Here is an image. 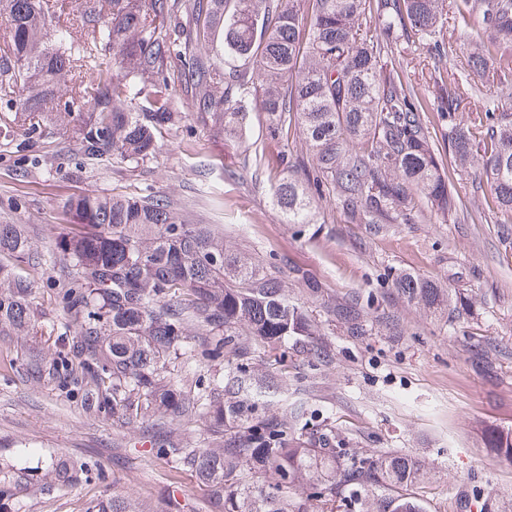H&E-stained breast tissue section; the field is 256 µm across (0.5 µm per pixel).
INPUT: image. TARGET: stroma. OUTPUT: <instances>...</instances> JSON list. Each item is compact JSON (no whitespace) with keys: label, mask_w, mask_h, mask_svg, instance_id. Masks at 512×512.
Listing matches in <instances>:
<instances>
[{"label":"stroma","mask_w":512,"mask_h":512,"mask_svg":"<svg viewBox=\"0 0 512 512\" xmlns=\"http://www.w3.org/2000/svg\"><path fill=\"white\" fill-rule=\"evenodd\" d=\"M171 106L177 119L143 163L85 158L57 132L44 136L36 165L0 148V224L21 225L29 239V257L13 270L33 283L38 314L36 334L0 336V504L11 512H87L118 496L159 512L173 497L185 512H213L194 475L157 457L142 422L117 426L81 396L24 373L27 357L55 352L61 336L75 334L59 299L74 268L57 260L55 239L70 230L65 201L87 193L160 194L188 223L223 233L230 251L269 266L292 259L324 287L317 312L324 300L391 287L402 272L464 298L466 309L450 322L396 303V335L380 328L355 339L335 328L328 367L289 352L278 407H301L310 427L333 426L350 447L414 457L430 475L419 491L432 512H461L460 502L478 492L492 503L512 498V460L484 444L487 428L512 431V224L501 223L490 190L476 189L470 171L452 162L448 181L462 202L455 215L374 231L344 223L326 198L318 223L289 224L272 200L287 170L269 160L302 153L299 136L272 138L255 113L245 134L225 135L177 88ZM61 456L86 465L81 480L62 489L51 482Z\"/></svg>","instance_id":"stroma-1"}]
</instances>
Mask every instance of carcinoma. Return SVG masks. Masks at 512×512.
Returning a JSON list of instances; mask_svg holds the SVG:
<instances>
[{
  "mask_svg": "<svg viewBox=\"0 0 512 512\" xmlns=\"http://www.w3.org/2000/svg\"><path fill=\"white\" fill-rule=\"evenodd\" d=\"M85 0L81 30H47L44 0H6L9 40L0 60V92L16 125L33 135L53 125L71 133L80 153L112 152L128 161L154 157L172 126L169 81L190 89L191 107L238 135L259 113L273 138L296 129L308 157L286 159L288 177L273 189L289 224H312L316 198L330 196L347 224H415L425 211L456 212L427 113L445 124L447 151L488 185L512 224V113L484 94L512 96V0ZM453 20L454 42L445 38ZM419 40L432 60L425 84L392 58ZM112 51L108 62L102 48ZM467 52L476 78L442 60ZM89 97L86 109L76 100ZM482 102L477 118L464 117ZM64 208L80 230L56 239L75 273L62 287L64 311L78 327L63 349L32 355L28 376L78 391L117 423L157 418L183 425L208 417L220 448L171 442L156 454L188 469L210 491L216 512H430L417 491L420 467L396 451L351 448L330 430L310 435L305 413H270V396L288 385V350L320 366L335 355L319 337L338 322L353 337L376 323L398 329L387 292H354L324 304L323 314L288 294L279 271L224 247L207 224H188L163 195L139 199L84 194ZM29 242L16 224H0V257L19 261ZM288 274L311 298L322 285L288 261ZM33 284L0 263V332L36 326ZM392 293L430 312L457 313L448 290L409 274ZM197 339L205 356L224 358V374L183 389L164 373ZM267 370L253 374V361ZM485 444L512 459V432L490 429ZM85 465L52 470L66 488ZM93 512H153L122 498Z\"/></svg>",
  "mask_w": 512,
  "mask_h": 512,
  "instance_id": "carcinoma-1",
  "label": "carcinoma"
}]
</instances>
